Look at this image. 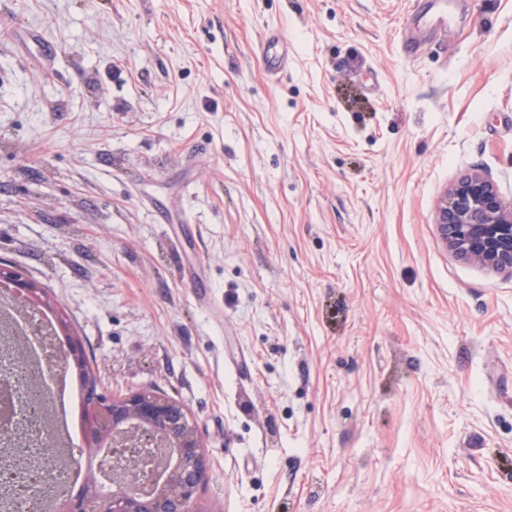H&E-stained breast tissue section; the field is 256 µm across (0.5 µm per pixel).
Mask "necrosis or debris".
Here are the masks:
<instances>
[{
	"label": "necrosis or debris",
	"instance_id": "1",
	"mask_svg": "<svg viewBox=\"0 0 512 512\" xmlns=\"http://www.w3.org/2000/svg\"><path fill=\"white\" fill-rule=\"evenodd\" d=\"M12 318L22 335L0 340V375L37 368L51 416L43 418L24 392L14 394V433L0 439V512H48L53 496L78 476L77 468L64 460L79 433L73 419L75 384L69 376L47 370L58 347L51 315L16 312ZM22 467L28 472L23 479L17 476Z\"/></svg>",
	"mask_w": 512,
	"mask_h": 512
}]
</instances>
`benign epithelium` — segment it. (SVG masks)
<instances>
[{
  "mask_svg": "<svg viewBox=\"0 0 512 512\" xmlns=\"http://www.w3.org/2000/svg\"><path fill=\"white\" fill-rule=\"evenodd\" d=\"M438 229L460 259L512 272V201L483 172L466 173L445 193ZM0 297L33 314L47 308L43 291L10 268L0 266ZM85 366L82 344L75 338L57 352L56 367L67 374ZM89 448H146L147 457L124 466L121 489L102 490L96 476L108 459L79 486H69L53 501V512H193L204 485L209 459L196 427L175 401L150 390L115 398L100 387L90 394L84 429Z\"/></svg>",
  "mask_w": 512,
  "mask_h": 512,
  "instance_id": "7a95c632",
  "label": "benign epithelium"
}]
</instances>
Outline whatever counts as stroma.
Here are the masks:
<instances>
[{"label": "stroma", "instance_id": "stroma-1", "mask_svg": "<svg viewBox=\"0 0 512 512\" xmlns=\"http://www.w3.org/2000/svg\"><path fill=\"white\" fill-rule=\"evenodd\" d=\"M473 168L512 198V0H0V258L183 405L198 512H512V274L437 227ZM260 54L271 71L286 66L288 63V44L278 30L271 29L268 31L262 42Z\"/></svg>", "mask_w": 512, "mask_h": 512}]
</instances>
